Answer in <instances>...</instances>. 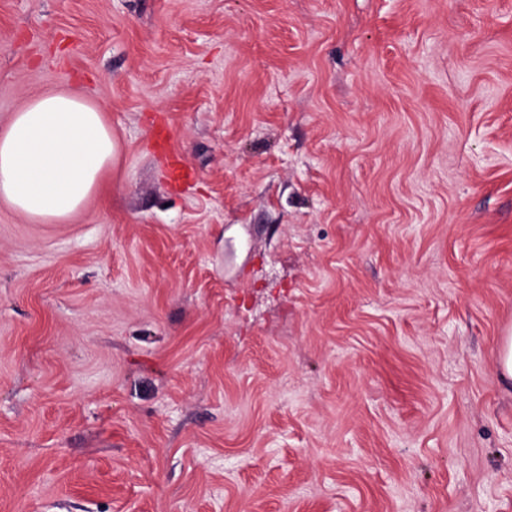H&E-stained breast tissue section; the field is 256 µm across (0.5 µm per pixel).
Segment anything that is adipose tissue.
Returning <instances> with one entry per match:
<instances>
[{
	"label": "adipose tissue",
	"instance_id": "adipose-tissue-1",
	"mask_svg": "<svg viewBox=\"0 0 512 512\" xmlns=\"http://www.w3.org/2000/svg\"><path fill=\"white\" fill-rule=\"evenodd\" d=\"M116 152L95 104L72 92L35 97L0 130V200L32 222L67 221L96 193Z\"/></svg>",
	"mask_w": 512,
	"mask_h": 512
}]
</instances>
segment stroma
<instances>
[{"label": "stroma", "mask_w": 512, "mask_h": 512, "mask_svg": "<svg viewBox=\"0 0 512 512\" xmlns=\"http://www.w3.org/2000/svg\"><path fill=\"white\" fill-rule=\"evenodd\" d=\"M59 90L117 155L0 202V512H512V0H0V130Z\"/></svg>", "instance_id": "stroma-1"}]
</instances>
